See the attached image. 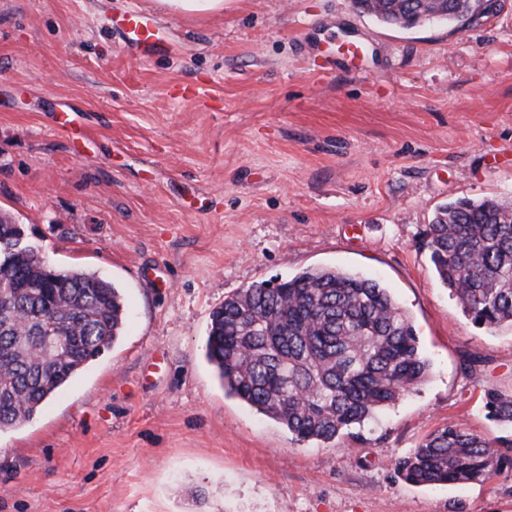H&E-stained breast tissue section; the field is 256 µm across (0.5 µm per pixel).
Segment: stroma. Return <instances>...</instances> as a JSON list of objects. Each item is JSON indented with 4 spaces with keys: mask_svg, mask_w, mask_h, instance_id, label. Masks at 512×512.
Masks as SVG:
<instances>
[{
    "mask_svg": "<svg viewBox=\"0 0 512 512\" xmlns=\"http://www.w3.org/2000/svg\"><path fill=\"white\" fill-rule=\"evenodd\" d=\"M132 7L165 51L112 35ZM490 197H512V0L412 30L352 0H0V210L126 307L0 433V512H512V462L461 486L395 467L449 423L505 433L484 392L512 395V333L475 326L422 243L438 206ZM316 267L381 281L431 364L336 445L296 442L204 357L226 296Z\"/></svg>",
    "mask_w": 512,
    "mask_h": 512,
    "instance_id": "1",
    "label": "stroma"
}]
</instances>
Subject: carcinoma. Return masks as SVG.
<instances>
[{"mask_svg": "<svg viewBox=\"0 0 512 512\" xmlns=\"http://www.w3.org/2000/svg\"><path fill=\"white\" fill-rule=\"evenodd\" d=\"M388 25L467 23L476 0H354ZM24 227L0 213V237ZM440 282L471 322L512 330V198L440 207L426 232ZM126 308L112 282L46 270L37 248L0 247V433L33 418L58 389L122 335ZM51 348H37L47 336ZM206 358L224 392L278 423L297 442L335 443L422 383L430 363L409 316L379 281L312 268L276 288L252 284L210 313ZM512 426V396L486 393ZM512 439L448 424L396 462L416 486L483 481L508 460Z\"/></svg>", "mask_w": 512, "mask_h": 512, "instance_id": "carcinoma-1", "label": "carcinoma"}]
</instances>
